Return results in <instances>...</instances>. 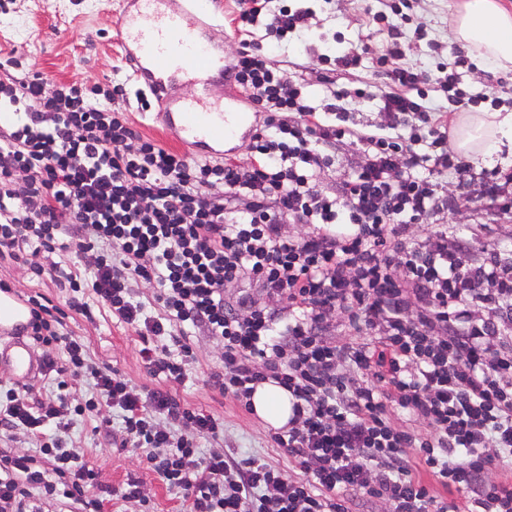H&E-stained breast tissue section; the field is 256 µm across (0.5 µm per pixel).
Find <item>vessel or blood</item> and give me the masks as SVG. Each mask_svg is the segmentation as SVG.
I'll list each match as a JSON object with an SVG mask.
<instances>
[{
    "mask_svg": "<svg viewBox=\"0 0 512 512\" xmlns=\"http://www.w3.org/2000/svg\"><path fill=\"white\" fill-rule=\"evenodd\" d=\"M221 20L209 0H122L115 34L130 45L128 63L135 79L170 113L179 140L190 150L220 147L234 139L248 117L233 98L209 102L212 83L223 78L224 48L212 37ZM191 87V97H172L167 85ZM13 364L21 377L38 369L30 348L14 341L0 351V363Z\"/></svg>",
    "mask_w": 512,
    "mask_h": 512,
    "instance_id": "obj_1",
    "label": "vessel or blood"
}]
</instances>
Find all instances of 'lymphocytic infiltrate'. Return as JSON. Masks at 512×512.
<instances>
[{
  "label": "lymphocytic infiltrate",
  "instance_id": "f902f5d3",
  "mask_svg": "<svg viewBox=\"0 0 512 512\" xmlns=\"http://www.w3.org/2000/svg\"><path fill=\"white\" fill-rule=\"evenodd\" d=\"M238 0L236 30L263 27L278 42L308 31L313 12ZM399 23L378 62L393 84L386 134L349 124L347 95L318 74L322 100L290 79L271 54L239 51L234 85L266 113L246 160L214 163L160 146L112 109L123 84L47 85L39 74L0 81V101L21 114L0 126V260L70 289L69 305L94 302L141 338L161 388L140 393L106 363L88 362L83 340L57 330L43 294L29 296L23 328L55 372L56 388L0 394V430L35 441L37 454L0 448V512H46L51 501L90 496L97 474L61 432L77 416L100 431L121 417V447L147 448L152 470L179 489L186 512H350L356 499L387 512H458L413 472L465 491L472 512H512V488L491 480L512 468V261L465 259L441 224L448 181L467 180L488 206L512 210V167L472 173L448 149V125L423 103L404 66ZM347 174L328 181L336 163ZM312 225L309 236L290 234ZM430 225L419 236L418 225ZM72 240L77 269L53 253ZM145 284L151 303L134 297ZM351 335L336 345L337 330ZM216 340L224 370L210 383L242 409L257 384L275 380L294 398L287 429L270 432L300 470L292 476L227 452L201 454L219 418L187 407L182 384L193 333ZM169 337L163 349L153 338ZM61 344L50 354L53 344ZM96 391L74 402L73 385ZM399 410L426 435L390 421ZM164 423H156V416Z\"/></svg>",
  "mask_w": 512,
  "mask_h": 512
}]
</instances>
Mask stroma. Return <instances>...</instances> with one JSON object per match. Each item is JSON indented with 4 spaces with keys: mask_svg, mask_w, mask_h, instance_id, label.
I'll return each mask as SVG.
<instances>
[{
    "mask_svg": "<svg viewBox=\"0 0 512 512\" xmlns=\"http://www.w3.org/2000/svg\"><path fill=\"white\" fill-rule=\"evenodd\" d=\"M394 3L395 0H315L308 41L295 39L280 44L274 56L311 67L320 54L333 58L363 52L359 76L371 83L374 97L351 105L350 111L357 123L378 130L382 122L379 98L388 92L389 79L373 55L387 45L389 27L384 21L373 22L372 16L390 14ZM454 5L455 0H417L403 28L408 48L406 62L422 74L421 88L430 107L444 115L454 106L440 89L436 65L453 62L463 51L450 29ZM118 7L119 0H13L9 12L0 13V59L17 53L20 64L13 70L15 76L37 73L51 84L78 82L91 86L113 80L124 83L126 94L113 101V108L124 111L141 135L156 139L165 148L181 151L175 133L159 114L142 111L136 99L139 85L122 61V48L110 39L111 12ZM459 77L461 88L478 97V110L491 111V102L496 99L501 111L512 113L511 71L480 60L475 69L460 68ZM449 191L455 198V207L447 218L449 233L469 238L474 257L494 251L512 259V213L484 208L471 199L467 186L454 183ZM0 280L22 298L36 291L57 303L65 300L64 291L54 282L31 281L25 268L7 261L0 263ZM67 325L74 335L88 341L94 361L111 364L130 386L160 387V379L151 378L142 363L136 330L118 322L107 308L95 307L89 319L69 313ZM195 343L197 358L189 366L187 379L175 391L191 407L224 422L217 439H201L203 452L221 448L240 459L256 458L295 472L293 459L269 441V425L209 385L210 376L224 367L216 342L199 336ZM93 427L89 418L74 421L68 438L80 446L88 465L98 475L100 487L116 488L135 476L143 483L150 512H184L181 492L168 488L150 469L143 449L116 447L111 438L96 434Z\"/></svg>",
    "mask_w": 512,
    "mask_h": 512,
    "instance_id": "35a3bbf8",
    "label": "stroma"
}]
</instances>
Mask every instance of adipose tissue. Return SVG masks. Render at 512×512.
<instances>
[{
    "instance_id": "adipose-tissue-1",
    "label": "adipose tissue",
    "mask_w": 512,
    "mask_h": 512,
    "mask_svg": "<svg viewBox=\"0 0 512 512\" xmlns=\"http://www.w3.org/2000/svg\"><path fill=\"white\" fill-rule=\"evenodd\" d=\"M455 40L504 71H512V10L500 0H458L452 14ZM512 139V113L464 112L453 128V145L467 157L486 156ZM256 415L268 425L287 426L293 399L274 381L259 383L251 398Z\"/></svg>"
}]
</instances>
